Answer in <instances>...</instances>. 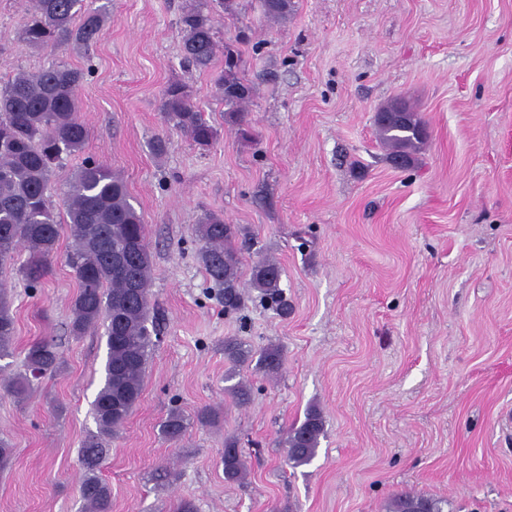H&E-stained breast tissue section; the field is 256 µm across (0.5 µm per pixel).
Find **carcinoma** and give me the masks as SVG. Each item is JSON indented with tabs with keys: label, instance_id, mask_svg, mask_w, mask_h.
<instances>
[{
	"label": "carcinoma",
	"instance_id": "carcinoma-1",
	"mask_svg": "<svg viewBox=\"0 0 512 512\" xmlns=\"http://www.w3.org/2000/svg\"><path fill=\"white\" fill-rule=\"evenodd\" d=\"M214 1L227 15L238 12V0H198L179 19L185 61L200 70L214 64L216 42L210 5ZM264 16L284 20L293 0H259ZM107 15L105 8L86 10L83 0H31L21 30V41L34 49L62 44L88 46L98 40ZM239 52L224 46V67L217 85L224 100L225 118L238 127L241 139H253L245 106L254 95L253 84L240 75ZM89 70L53 64L35 72H20L0 86V274L17 267L21 279L34 288L49 275L57 257L61 230L68 232L73 250L66 262L78 280L71 303L69 335L79 338L102 324L107 336L105 383L93 403L97 431L81 443L84 477L80 486L84 512H112L109 485L101 477L107 443L125 424L143 391L148 360L157 332L150 300L151 253L142 216L130 202L125 183L104 164L86 159L69 181L65 197L66 224L54 213L48 195L52 171L61 154L82 151L87 128L77 113V92ZM166 123L189 134L199 146L210 145L217 131L204 118L193 95L182 84L169 85L162 97ZM376 127L381 144L391 155L409 162L426 145L428 130L418 113L395 100L381 108ZM202 241L199 259L207 277L223 290L224 311L241 304L238 228L224 216L207 212L198 224ZM282 268L260 260L251 269L252 286L267 301L288 311L281 288ZM14 318L11 300L0 281V359L13 355ZM224 356L235 365L255 363L274 376L284 365L282 349L269 345L258 351L237 339L224 341ZM63 360L52 338L31 342L24 350L23 370L14 374L6 391L21 397L33 381L61 372ZM325 421L312 408L283 437L285 460L296 468L315 457ZM186 429L184 417L170 413L160 424L161 434L178 440ZM224 478L238 481L245 464L235 437L224 439ZM445 501L423 494L401 493L388 512H444Z\"/></svg>",
	"mask_w": 512,
	"mask_h": 512
}]
</instances>
